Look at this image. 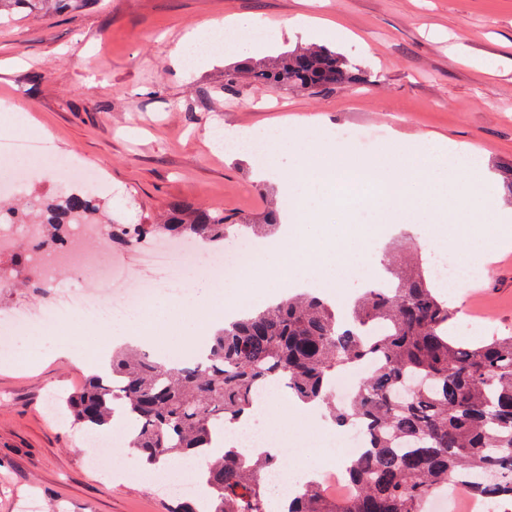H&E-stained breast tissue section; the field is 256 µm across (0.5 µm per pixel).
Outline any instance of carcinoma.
Listing matches in <instances>:
<instances>
[{
    "instance_id": "carcinoma-1",
    "label": "carcinoma",
    "mask_w": 512,
    "mask_h": 512,
    "mask_svg": "<svg viewBox=\"0 0 512 512\" xmlns=\"http://www.w3.org/2000/svg\"><path fill=\"white\" fill-rule=\"evenodd\" d=\"M87 0H0V18ZM249 77L256 89H327L358 77L341 54L300 47L271 63L246 61L224 73ZM79 212L90 224L102 212L96 195L70 188L31 209L0 201V222L46 224L38 249H57ZM269 209L257 224L222 209L168 203L161 224H113L110 240L131 246L147 237L219 244L240 228L268 234ZM385 288H368L343 326L323 298L303 294L224 323L204 354L168 366L135 349L112 353L110 371L85 378L62 399L66 415L86 430L112 429V402L133 421L129 447L141 467L209 448L216 431L254 411V388L285 385L293 397L318 402L333 420L365 429L367 449L347 470L350 496L328 498L320 482L305 484L287 512H422L429 499L461 480L476 497L512 512V335L466 343L448 332L453 311L423 260L390 271ZM374 361L351 401L338 404L331 386L338 368ZM274 467L232 450L213 458L205 476L209 512H265L264 476Z\"/></svg>"
}]
</instances>
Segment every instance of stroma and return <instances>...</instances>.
I'll return each mask as SVG.
<instances>
[{
  "instance_id": "35a3bbf8",
  "label": "stroma",
  "mask_w": 512,
  "mask_h": 512,
  "mask_svg": "<svg viewBox=\"0 0 512 512\" xmlns=\"http://www.w3.org/2000/svg\"><path fill=\"white\" fill-rule=\"evenodd\" d=\"M335 21L329 46L348 59L358 82L311 92L292 86L258 91L246 77L225 86L238 65L236 46L223 59L182 75L173 53L190 30L229 16L261 27L272 59L307 45L288 28L299 16ZM22 112L58 154L99 167L97 192L118 224H150L174 200L261 217L277 206L275 186L257 182L250 164L213 148L207 130L238 126L269 135L294 118L318 124L310 141L289 140L277 158L289 170L299 153H344L361 162L384 158L385 132L436 135L473 150L479 171L450 176L467 210L495 226L499 207H512L503 176L512 166V0H88L71 11H40L0 24V105ZM345 129H373L364 146L337 139ZM488 182L470 192L479 176ZM374 223L366 202L325 209L308 225L314 248L344 242L352 219ZM420 243L411 227H380L339 276L328 298L346 310L362 293L368 271L386 255L402 258ZM483 275L448 303L456 321L488 323L490 334H512V245L482 266ZM153 313L171 335L152 347L176 356L209 336L205 321L184 331L166 296ZM110 330L85 322L39 341L14 342L0 362V512H171L166 481L108 479L79 448V430L60 422L55 397L78 390Z\"/></svg>"
}]
</instances>
